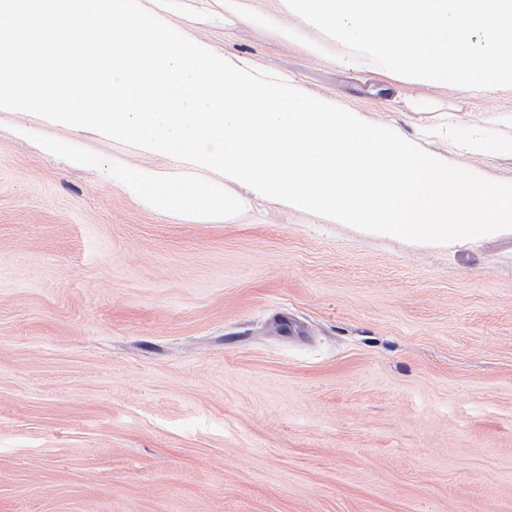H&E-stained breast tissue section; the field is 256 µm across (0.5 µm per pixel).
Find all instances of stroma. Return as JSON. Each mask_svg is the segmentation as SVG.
Here are the masks:
<instances>
[{
	"label": "stroma",
	"mask_w": 512,
	"mask_h": 512,
	"mask_svg": "<svg viewBox=\"0 0 512 512\" xmlns=\"http://www.w3.org/2000/svg\"><path fill=\"white\" fill-rule=\"evenodd\" d=\"M142 3L408 136L424 106L512 139L511 91L341 68L291 13L287 44L224 0ZM420 145L512 184L511 154ZM134 167L215 178L0 110V512H512V231L413 243L257 195L166 213L113 184Z\"/></svg>",
	"instance_id": "stroma-1"
}]
</instances>
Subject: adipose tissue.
Segmentation results:
<instances>
[{"label":"adipose tissue","mask_w":512,"mask_h":512,"mask_svg":"<svg viewBox=\"0 0 512 512\" xmlns=\"http://www.w3.org/2000/svg\"><path fill=\"white\" fill-rule=\"evenodd\" d=\"M112 180L126 192L147 198L167 212H221L230 217L246 204L245 199L225 193L223 184L164 178L146 168L113 171Z\"/></svg>","instance_id":"ef3b65f1"}]
</instances>
